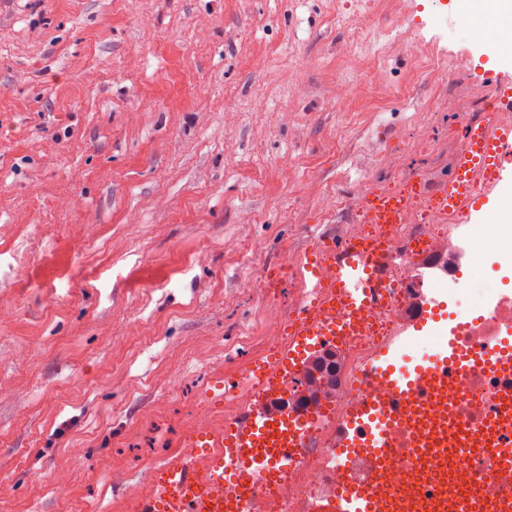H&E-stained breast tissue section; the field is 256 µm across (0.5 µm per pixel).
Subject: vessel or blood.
Here are the masks:
<instances>
[{"label":"vessel or blood","mask_w":512,"mask_h":512,"mask_svg":"<svg viewBox=\"0 0 512 512\" xmlns=\"http://www.w3.org/2000/svg\"><path fill=\"white\" fill-rule=\"evenodd\" d=\"M512 112V79L496 85L482 118L467 122L462 146L453 160L448 181L426 191L423 179L411 176L398 188H378L363 201L359 228L338 237L314 235L308 251L293 261L299 283L300 319L292 328L288 350L250 364L248 376L260 390L275 387L318 336H369L373 325L391 305V283L384 259L390 254L415 203H423L422 218H446L469 223L476 217L493 222L498 206L493 190L512 179V124L499 115ZM372 380H384L386 395L376 402L377 412L364 427V457L370 459L367 480L349 481L319 512H390L392 487L377 457L390 431L418 427L425 462L440 460L447 444L455 447L492 448L497 437L512 432V411L502 412L487 425L468 424L448 430V408L455 395L448 388L446 363L419 373L415 383L370 370ZM302 432L288 419L269 420L255 411L248 427L225 420L216 433H194L184 445L205 449V462L216 471V484L232 485V493L216 491L204 496L196 482V461L164 470L161 482L141 506V512H247L252 483L246 467L259 462L269 475L283 470L301 446ZM399 512H512V499L461 502L448 484L438 485L427 497H405Z\"/></svg>","instance_id":"vessel-or-blood-1"}]
</instances>
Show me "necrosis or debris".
Here are the masks:
<instances>
[{
	"label": "necrosis or debris",
	"mask_w": 512,
	"mask_h": 512,
	"mask_svg": "<svg viewBox=\"0 0 512 512\" xmlns=\"http://www.w3.org/2000/svg\"><path fill=\"white\" fill-rule=\"evenodd\" d=\"M461 229L470 253L471 265L489 259L512 260V214L504 213L495 224H465ZM442 272L452 273L450 281H437L423 289L412 266L389 263L397 284L390 309L379 322L378 335L360 336L344 343L324 340L284 375L278 389L261 393L248 382L235 386L224 403L226 417L246 422L258 408L269 415L304 416L308 419L304 446L287 469L265 481L254 483L249 512H313L316 501L333 497L343 482L365 478L368 466L358 452L342 457L336 447V433L348 422L350 410L369 398V386L361 376L373 362L379 342L397 349V368L412 373L429 359H444L450 344L463 353L493 357L512 354V339L494 338L500 322L512 320V290L482 288L472 279L454 272L447 254L434 258ZM468 313L470 328H460L459 316ZM460 398L453 415L468 424L485 420L501 407L497 397L512 392V375L500 376L481 366L455 377ZM390 460L387 476L396 485L413 475L419 490H430L439 476H446L458 489H471L480 496L512 497V484H504L491 473L490 454L461 456L453 469L443 471L422 464L414 448H385Z\"/></svg>",
	"instance_id": "obj_1"
}]
</instances>
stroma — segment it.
<instances>
[{
  "mask_svg": "<svg viewBox=\"0 0 512 512\" xmlns=\"http://www.w3.org/2000/svg\"><path fill=\"white\" fill-rule=\"evenodd\" d=\"M368 2L0 0V512H126L293 299L256 279L447 177L512 65Z\"/></svg>",
  "mask_w": 512,
  "mask_h": 512,
  "instance_id": "obj_1",
  "label": "stroma"
}]
</instances>
